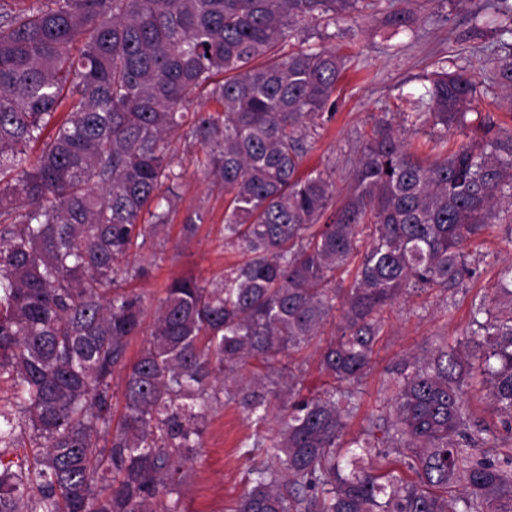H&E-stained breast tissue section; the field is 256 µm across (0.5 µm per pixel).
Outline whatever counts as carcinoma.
Wrapping results in <instances>:
<instances>
[{
    "mask_svg": "<svg viewBox=\"0 0 512 512\" xmlns=\"http://www.w3.org/2000/svg\"><path fill=\"white\" fill-rule=\"evenodd\" d=\"M357 2L0 0V379L14 389L0 447L35 449L0 467V512H180L184 467L226 402L256 426L280 415L271 443L241 442L264 460L230 512H512V265L458 344L405 357L388 411L340 444L385 310L462 281L466 243L512 220V130L487 115L445 148L476 94L460 71L436 73L426 106L403 113L437 133L435 159L381 120L341 205L323 173L301 172L344 57L286 42ZM493 8L511 36L512 5ZM504 49L491 70L512 94ZM196 96L219 108L188 111ZM187 163L224 190V246L244 259L171 280L146 330L125 285L169 235ZM337 312L319 348L328 382L305 395L298 355ZM477 376L496 424L468 400ZM392 454L409 475L384 470Z\"/></svg>",
    "mask_w": 512,
    "mask_h": 512,
    "instance_id": "obj_1",
    "label": "carcinoma"
}]
</instances>
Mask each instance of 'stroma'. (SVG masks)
<instances>
[{
    "label": "stroma",
    "mask_w": 512,
    "mask_h": 512,
    "mask_svg": "<svg viewBox=\"0 0 512 512\" xmlns=\"http://www.w3.org/2000/svg\"><path fill=\"white\" fill-rule=\"evenodd\" d=\"M403 6V0H376L374 6L344 14L317 33L292 34L293 40L306 41L312 49H336L348 59L336 86L334 114L311 135L303 165L307 172L327 171L337 199L347 194L353 160L375 122L383 118L399 124L400 113L409 111L410 99L424 92L436 71L462 70L483 81L484 94L475 102V110L491 113L502 128H512V103L499 86L487 81L486 58L498 37L490 0H467L462 7L455 0H418L414 22L406 29L389 22L391 13ZM475 14L487 18L478 33L472 29ZM179 192L162 260L147 277L130 284L150 310L170 279H212L243 259L241 253L223 246V191L190 166ZM196 209L204 219L193 238L183 239L178 228ZM467 252L472 273L462 284L402 298L387 311L386 330L362 381L361 406L348 422V436L359 435L371 415L385 412L386 387L407 354L441 341L456 344L469 322L472 302L492 296L500 271L512 262V232L506 225H492L469 242ZM254 431L237 405H226L209 416L201 453L188 465L181 512H224L238 500L251 466L241 457L239 444Z\"/></svg>",
    "instance_id": "1"
}]
</instances>
